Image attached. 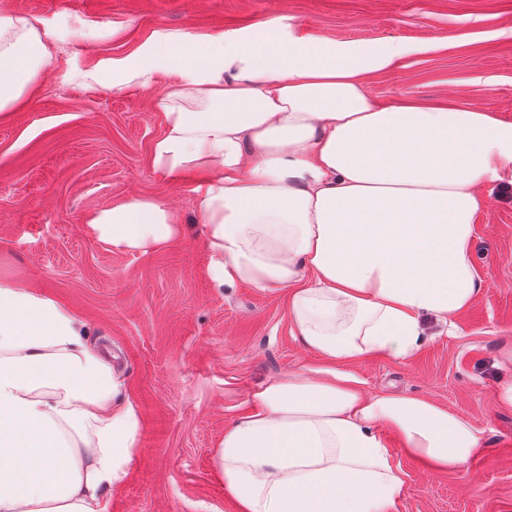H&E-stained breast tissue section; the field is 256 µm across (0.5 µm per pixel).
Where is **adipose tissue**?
<instances>
[{"label":"adipose tissue","instance_id":"adipose-tissue-1","mask_svg":"<svg viewBox=\"0 0 512 512\" xmlns=\"http://www.w3.org/2000/svg\"><path fill=\"white\" fill-rule=\"evenodd\" d=\"M49 25L0 10V112L52 56ZM408 45L311 36L284 14L230 33L155 29L103 61L113 89H144L163 131L155 171L192 187L214 287L284 295L293 337L322 361L271 379L215 450L238 512H400L404 473L384 433L432 468L483 446L466 417L422 396L369 395L346 367L408 360L424 322L451 324L479 293L474 224L512 187V122L461 105L387 103L364 77ZM112 249L146 255L184 232L131 197L86 219ZM77 314L0 281V512H109L143 423Z\"/></svg>","mask_w":512,"mask_h":512}]
</instances>
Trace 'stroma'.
I'll return each mask as SVG.
<instances>
[{"label":"stroma","mask_w":512,"mask_h":512,"mask_svg":"<svg viewBox=\"0 0 512 512\" xmlns=\"http://www.w3.org/2000/svg\"><path fill=\"white\" fill-rule=\"evenodd\" d=\"M45 19L58 50L18 108L0 113V279L73 309L88 340L121 372L143 434L110 512H237L214 448L262 383L319 365L291 334L284 296L213 288L193 175L153 168L161 132L150 89L115 91L85 79L102 60L132 54L159 27L200 35L285 14L317 38L400 41L411 51L367 75L393 102L454 101L512 121V0H0ZM97 28V38L79 33ZM132 195L177 210L183 236L130 255L92 238L85 220ZM475 302L447 328L425 322L416 354L349 366L370 393L424 396L466 416L483 448L464 469L440 472L386 433L404 474L400 512H512V410L496 391L512 380V191L490 196L475 224Z\"/></svg>","instance_id":"stroma-1"}]
</instances>
